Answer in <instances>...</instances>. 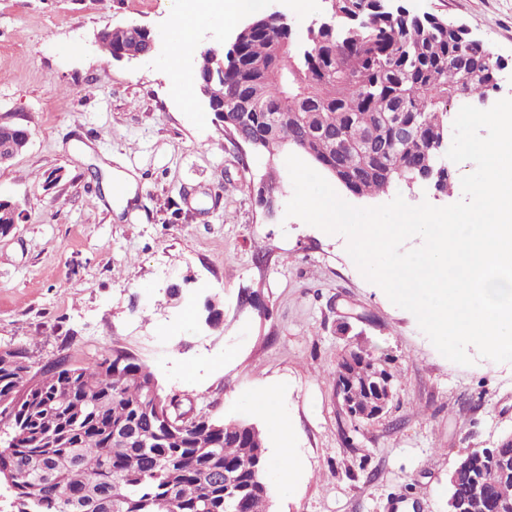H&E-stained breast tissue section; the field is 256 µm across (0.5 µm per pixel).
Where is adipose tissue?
<instances>
[{"instance_id":"obj_1","label":"adipose tissue","mask_w":512,"mask_h":512,"mask_svg":"<svg viewBox=\"0 0 512 512\" xmlns=\"http://www.w3.org/2000/svg\"><path fill=\"white\" fill-rule=\"evenodd\" d=\"M260 0H211L208 9L177 10L175 24L170 35V55L165 67L172 77V92L184 104H192V82L186 79L181 68L183 56L195 47V35L209 14L223 17L225 26H234L240 14L259 8ZM254 407L266 412L280 439V456L276 465L277 478L283 485L293 482V448L289 446L290 428L288 415L279 393L263 392L251 399Z\"/></svg>"}]
</instances>
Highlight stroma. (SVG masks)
I'll return each instance as SVG.
<instances>
[{
    "mask_svg": "<svg viewBox=\"0 0 512 512\" xmlns=\"http://www.w3.org/2000/svg\"><path fill=\"white\" fill-rule=\"evenodd\" d=\"M452 18L504 66L512 96V0H405ZM141 24L155 51L117 62L95 44L106 25ZM170 0H0V122L27 126V149L0 165V199L26 219L0 236V348L23 345L35 366L66 350L85 365L119 348L155 372L167 393L211 419L243 418L280 443L247 397L285 390L293 490L272 483L270 512H448V474L473 448L512 434V363L444 358L414 315L364 279L347 239L286 217L285 155L240 149L203 102L170 92L164 67ZM279 177L266 215L253 183ZM134 170L129 202L107 199ZM454 187L395 184L349 196L374 207L402 195L446 206L473 163L450 164ZM255 306L239 303L242 293ZM219 301V329L204 303ZM362 347L386 361L395 396L385 415L353 429L336 399V362Z\"/></svg>",
    "mask_w": 512,
    "mask_h": 512,
    "instance_id": "1",
    "label": "stroma"
}]
</instances>
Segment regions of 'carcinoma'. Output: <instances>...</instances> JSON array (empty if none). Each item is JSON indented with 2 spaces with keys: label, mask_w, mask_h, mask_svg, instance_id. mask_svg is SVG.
I'll return each mask as SVG.
<instances>
[{
  "label": "carcinoma",
  "mask_w": 512,
  "mask_h": 512,
  "mask_svg": "<svg viewBox=\"0 0 512 512\" xmlns=\"http://www.w3.org/2000/svg\"><path fill=\"white\" fill-rule=\"evenodd\" d=\"M332 26L299 44L281 39L265 17L241 32L224 63V101H245L254 122L242 130L253 150L291 148L352 194H386L420 178L435 163L430 143L448 139V106L492 94L498 57L468 44L448 19L432 13H386L376 0H335ZM145 40L104 35L99 49L115 57L143 50ZM410 125L397 136L393 121ZM0 145L26 149L19 128L0 122ZM363 403L369 373L350 369ZM157 378L149 366L114 348L77 366L65 350L33 369L28 350L0 357V482L11 512H74L75 498L108 495L101 512H224L231 495L250 496L247 512H268L269 485L254 481L265 435L247 421L200 424L174 441L148 416ZM470 467L451 493L469 499L491 464L473 448ZM488 500L512 512V471L494 479Z\"/></svg>",
  "instance_id": "obj_1"
}]
</instances>
